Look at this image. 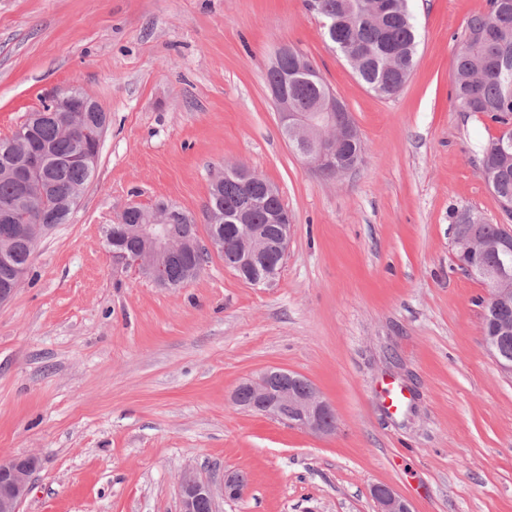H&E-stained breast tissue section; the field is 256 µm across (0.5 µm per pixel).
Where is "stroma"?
Here are the masks:
<instances>
[{
	"mask_svg": "<svg viewBox=\"0 0 512 512\" xmlns=\"http://www.w3.org/2000/svg\"><path fill=\"white\" fill-rule=\"evenodd\" d=\"M416 66L381 97L304 0H0V136L75 86L108 113L94 176L0 304V462L34 454L21 512H179V471L247 473L218 512H512V376L482 339L489 291L455 259L453 212L512 227L478 172L496 124L460 111L452 62L486 0H410ZM306 56L364 153L328 179L289 147L267 89ZM242 166L292 218L283 268L251 285L212 256L162 288L104 241L127 205L173 203L208 244L213 177ZM269 368L309 379L338 428L318 436L235 407ZM409 388L386 406L387 389ZM370 492L377 505V512H413L410 502L389 485H374Z\"/></svg>",
	"mask_w": 512,
	"mask_h": 512,
	"instance_id": "obj_1",
	"label": "stroma"
}]
</instances>
